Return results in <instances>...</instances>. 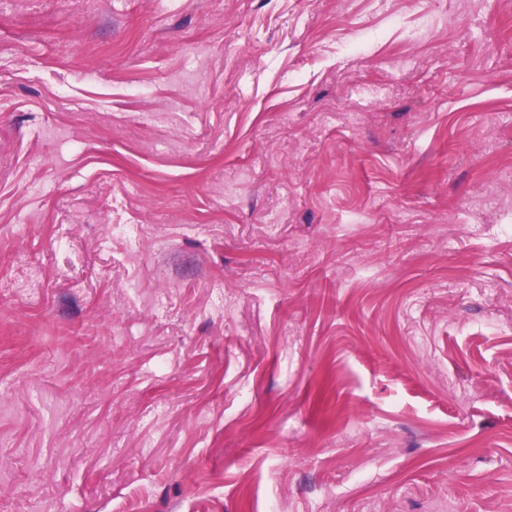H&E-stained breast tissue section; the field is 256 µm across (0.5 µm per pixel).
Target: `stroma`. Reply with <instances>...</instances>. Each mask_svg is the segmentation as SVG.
Listing matches in <instances>:
<instances>
[{
  "label": "stroma",
  "instance_id": "stroma-1",
  "mask_svg": "<svg viewBox=\"0 0 512 512\" xmlns=\"http://www.w3.org/2000/svg\"><path fill=\"white\" fill-rule=\"evenodd\" d=\"M274 500L512 512V0H0V512Z\"/></svg>",
  "mask_w": 512,
  "mask_h": 512
}]
</instances>
